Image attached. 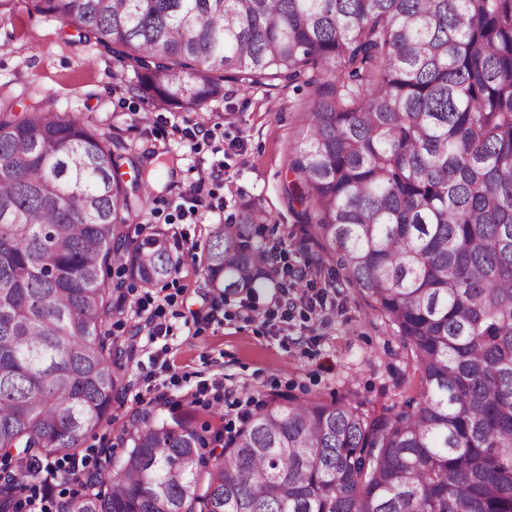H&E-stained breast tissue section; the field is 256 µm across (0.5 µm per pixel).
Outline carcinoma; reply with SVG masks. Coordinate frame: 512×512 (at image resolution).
<instances>
[{"mask_svg": "<svg viewBox=\"0 0 512 512\" xmlns=\"http://www.w3.org/2000/svg\"><path fill=\"white\" fill-rule=\"evenodd\" d=\"M132 68L178 112L301 78L316 87L289 205L402 337L419 401L276 398L224 448L187 414H141L59 512H512V0H30ZM0 84V512L112 418L126 388L112 264L167 281L179 256L130 236L149 176L79 117ZM270 213L213 225L206 287L254 298ZM19 463L10 470L12 462Z\"/></svg>", "mask_w": 512, "mask_h": 512, "instance_id": "obj_1", "label": "carcinoma"}]
</instances>
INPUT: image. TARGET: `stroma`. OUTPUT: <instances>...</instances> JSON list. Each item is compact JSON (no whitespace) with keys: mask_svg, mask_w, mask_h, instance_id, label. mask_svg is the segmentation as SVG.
<instances>
[{"mask_svg":"<svg viewBox=\"0 0 512 512\" xmlns=\"http://www.w3.org/2000/svg\"><path fill=\"white\" fill-rule=\"evenodd\" d=\"M10 83L22 106L41 104L72 113L131 148L156 173L154 199L141 219L143 229L160 228L202 250L211 225L228 222L240 202L259 200L272 213L270 241L280 243L282 264L296 269L315 263L317 249L303 244L301 225L285 201L289 158L299 148V117L315 98L313 86L273 83L243 88L228 81L224 95L199 112L151 109L135 88L130 69L82 39L73 26L37 13L31 0L0 20V83ZM205 125L214 137H172V126ZM220 163L224 182L197 186L198 165ZM202 201V222L177 217L182 197ZM173 304L166 309L172 327L165 345L131 348L139 300L155 288L122 289L126 312L110 333L125 352L126 388L112 404V419L89 434L83 453L111 449L122 459L119 441L142 410L160 406L192 416L216 434L236 417H223L212 404L191 402L201 381L221 380L225 402L253 397L256 404L288 394L328 401L352 396L364 410L399 409L418 399L420 373L401 337L372 310L368 300L337 274L335 287L315 278L293 293L289 324L274 310L278 295L265 287L244 316L237 295L222 299L206 288L194 258H186L177 281L166 282Z\"/></svg>","mask_w":512,"mask_h":512,"instance_id":"35a3bbf8","label":"stroma"}]
</instances>
